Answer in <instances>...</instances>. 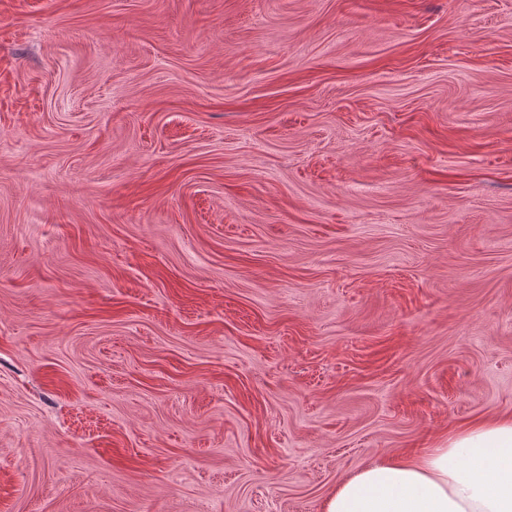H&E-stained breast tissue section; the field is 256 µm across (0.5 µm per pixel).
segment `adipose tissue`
Masks as SVG:
<instances>
[{"label": "adipose tissue", "instance_id": "1", "mask_svg": "<svg viewBox=\"0 0 512 512\" xmlns=\"http://www.w3.org/2000/svg\"><path fill=\"white\" fill-rule=\"evenodd\" d=\"M324 512H512V413L450 429L405 456L364 467Z\"/></svg>", "mask_w": 512, "mask_h": 512}]
</instances>
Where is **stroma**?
<instances>
[{"label":"stroma","mask_w":512,"mask_h":512,"mask_svg":"<svg viewBox=\"0 0 512 512\" xmlns=\"http://www.w3.org/2000/svg\"><path fill=\"white\" fill-rule=\"evenodd\" d=\"M512 412V0H0V512H323Z\"/></svg>","instance_id":"stroma-1"}]
</instances>
